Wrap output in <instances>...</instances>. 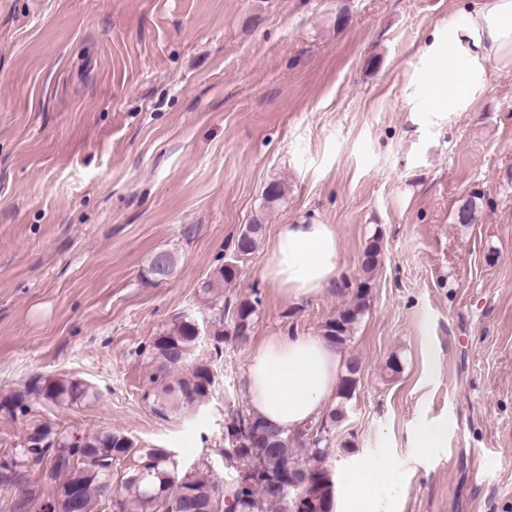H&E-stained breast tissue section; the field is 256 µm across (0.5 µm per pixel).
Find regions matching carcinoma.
I'll return each instance as SVG.
<instances>
[{
    "instance_id": "obj_1",
    "label": "carcinoma",
    "mask_w": 512,
    "mask_h": 512,
    "mask_svg": "<svg viewBox=\"0 0 512 512\" xmlns=\"http://www.w3.org/2000/svg\"><path fill=\"white\" fill-rule=\"evenodd\" d=\"M287 187L274 180L262 192L263 208L280 204ZM478 218L474 197L466 199L456 213V223L474 224ZM264 224L257 218L243 227L234 242L242 256L258 247ZM381 248L373 241L365 252L362 270L370 275L379 264ZM241 275L238 267L219 266L203 283L204 291H218ZM369 282L363 281L358 302L322 325V336L342 347L350 340L362 313ZM258 293L228 302L211 316L213 347L229 340H244L259 315ZM198 321L182 316L163 330L151 343L157 372L146 399L162 420L186 414L212 393L208 380L210 364L196 356ZM360 361L348 358L339 377L336 401L316 421L299 431L288 432L271 426L248 410L231 412L235 425L240 464L260 468L256 479L242 485L234 479L224 482L209 464L179 469L166 448H139L123 431L101 429L86 434L61 431L47 424L28 429L20 443L19 456L0 461V470L10 472L19 466L46 464L59 478L53 502L61 512H332L334 482L323 463L335 446L336 424L343 421L347 403L357 389ZM93 394L91 387L73 380L34 379L22 393L0 399V408L25 407L30 395L58 406L73 405ZM128 461L121 484L112 489L114 467Z\"/></svg>"
}]
</instances>
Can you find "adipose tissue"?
<instances>
[{
    "label": "adipose tissue",
    "mask_w": 512,
    "mask_h": 512,
    "mask_svg": "<svg viewBox=\"0 0 512 512\" xmlns=\"http://www.w3.org/2000/svg\"><path fill=\"white\" fill-rule=\"evenodd\" d=\"M431 59L447 60L448 70L437 81L421 76L428 109L469 111L489 73L512 75V0H478L458 8ZM338 255L334 225L306 218L282 224L271 241L263 277L288 300L302 301L338 279ZM341 362L340 351L325 337H268L252 353L247 370L252 411L283 430L305 427L333 400ZM405 494L389 463L370 461L346 478L345 512H396Z\"/></svg>",
    "instance_id": "ef3b65f1"
}]
</instances>
